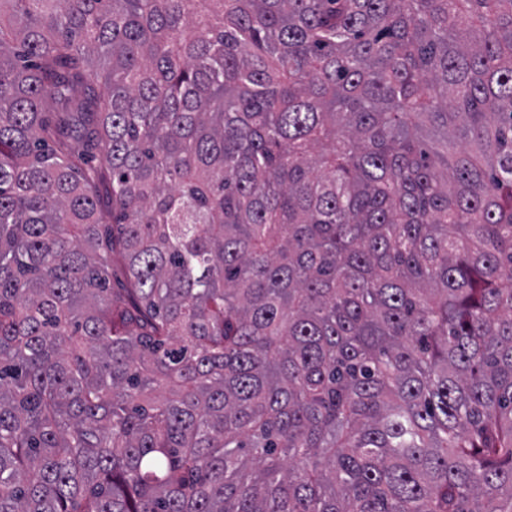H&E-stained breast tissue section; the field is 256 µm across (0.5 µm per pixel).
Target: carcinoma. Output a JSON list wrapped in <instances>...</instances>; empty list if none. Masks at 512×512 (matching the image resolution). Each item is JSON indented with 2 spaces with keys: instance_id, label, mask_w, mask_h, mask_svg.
<instances>
[{
  "instance_id": "obj_1",
  "label": "carcinoma",
  "mask_w": 512,
  "mask_h": 512,
  "mask_svg": "<svg viewBox=\"0 0 512 512\" xmlns=\"http://www.w3.org/2000/svg\"><path fill=\"white\" fill-rule=\"evenodd\" d=\"M0 512H512V0H0Z\"/></svg>"
}]
</instances>
